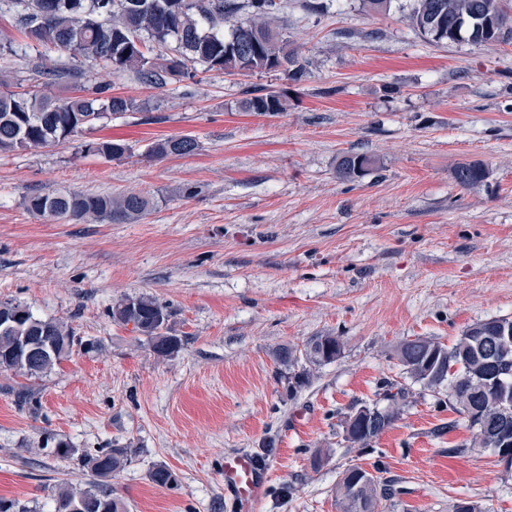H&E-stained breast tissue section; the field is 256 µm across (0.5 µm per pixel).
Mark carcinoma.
Listing matches in <instances>:
<instances>
[{"label":"carcinoma","mask_w":512,"mask_h":512,"mask_svg":"<svg viewBox=\"0 0 512 512\" xmlns=\"http://www.w3.org/2000/svg\"><path fill=\"white\" fill-rule=\"evenodd\" d=\"M18 11L26 36L34 43L66 52L86 64L79 70L84 94L57 99L39 90L31 93L0 91V153L31 151L57 145L82 135L100 121L124 112H141L133 98L114 96L102 76L114 71L131 72L148 86L193 78L203 70L249 74L279 68L285 78L298 84L309 74L310 62L279 31L276 0H54L57 7L44 18L48 0H0ZM409 26L436 43L469 41L474 44L512 42V15L504 0H412L406 15ZM282 92L246 89L239 101L244 112L276 115L286 110ZM200 148L191 136H170L154 141L148 153L154 158L187 156ZM130 151L121 140L95 139L82 143V152L105 160L119 159ZM374 160L363 154H345L337 166L340 178L352 181L369 169ZM479 163L454 169L455 181L464 187L484 180ZM155 206L142 193L94 194L53 190L24 198L33 216L131 224L143 219ZM112 321L133 324V329L162 359L175 357L182 339L167 331L168 307L148 295L128 296L112 305ZM512 319L493 317L463 330L450 346L434 338L402 342L396 359L403 375L423 388L448 389V408L463 416L470 431L469 443L448 449L463 454L475 448L489 450L506 468H512V352L492 358L502 325ZM82 347L73 328L56 318H41L16 301L0 303V368L39 379ZM336 336H317L304 352L280 353L282 365L294 367L304 360L294 381L302 387L311 369L331 364L342 354ZM388 405L373 407V417L351 430L346 441L369 448L403 414L410 390L398 379L383 381ZM131 446L103 448L81 456L90 479L83 487L54 485L55 512H128L126 502L114 495L112 475L131 459ZM158 487L177 483L165 465L150 473ZM391 484L359 464L345 469L336 483L339 512H377L388 498Z\"/></svg>","instance_id":"obj_1"}]
</instances>
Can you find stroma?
<instances>
[{
    "mask_svg": "<svg viewBox=\"0 0 512 512\" xmlns=\"http://www.w3.org/2000/svg\"><path fill=\"white\" fill-rule=\"evenodd\" d=\"M281 2V31L312 62L306 81L210 71L154 88L115 72L112 94L147 109L91 136L129 154L85 155L77 139L0 153V301L105 344L36 380L0 369V498L52 512L58 480L89 479L79 455L128 444L112 488L129 512H338L336 482L355 463L394 482L379 512H450L459 499L512 512V470L487 450L452 454L470 439L466 422L420 385L373 447L343 439L352 409L385 406L400 343L449 345L474 322L512 318V43L428 41L405 20L410 0L386 15L362 0H319L315 12ZM1 31L14 41L0 55L11 90L40 88V68L75 66L11 13ZM248 88L286 91V112L239 111ZM174 135L199 151L149 155ZM350 152L376 161L353 182L336 173ZM469 162L486 177L466 188L453 171ZM62 187L141 192L156 206L134 224L24 209V196ZM140 294L169 307L183 341L174 358L108 317ZM322 335L342 341L341 358L289 389L278 353ZM61 441L75 457L56 454ZM320 450L330 459L316 468ZM229 452L267 472L253 510L224 492ZM160 464L174 488L150 481Z\"/></svg>",
    "mask_w": 512,
    "mask_h": 512,
    "instance_id": "obj_1",
    "label": "stroma"
}]
</instances>
